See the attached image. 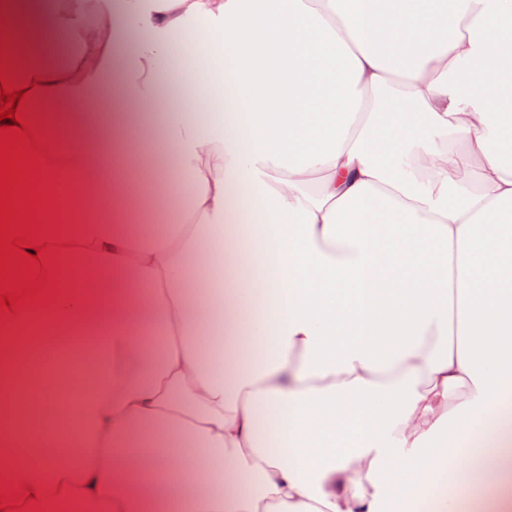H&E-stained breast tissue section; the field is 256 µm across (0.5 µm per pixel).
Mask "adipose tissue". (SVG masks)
I'll return each mask as SVG.
<instances>
[{
	"label": "adipose tissue",
	"instance_id": "obj_1",
	"mask_svg": "<svg viewBox=\"0 0 512 512\" xmlns=\"http://www.w3.org/2000/svg\"><path fill=\"white\" fill-rule=\"evenodd\" d=\"M0 28L34 36L25 111L70 145L43 181L80 178L71 275L0 339L106 337L41 421L0 358L14 488L46 512H414L448 465L435 512H512V0H0Z\"/></svg>",
	"mask_w": 512,
	"mask_h": 512
}]
</instances>
